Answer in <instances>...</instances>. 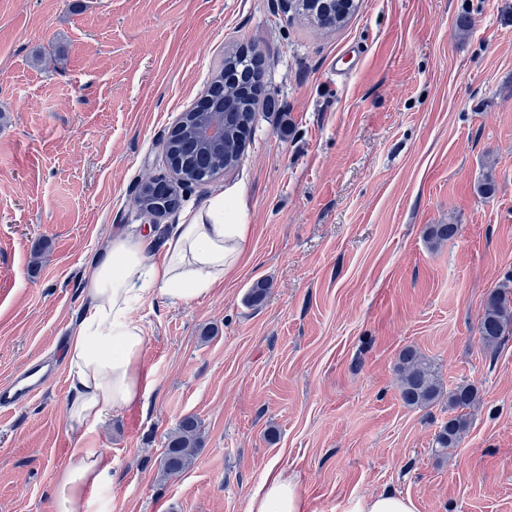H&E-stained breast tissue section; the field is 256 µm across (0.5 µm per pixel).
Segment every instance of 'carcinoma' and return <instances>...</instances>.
Returning a JSON list of instances; mask_svg holds the SVG:
<instances>
[{"instance_id": "cac0c4a2", "label": "carcinoma", "mask_w": 512, "mask_h": 512, "mask_svg": "<svg viewBox=\"0 0 512 512\" xmlns=\"http://www.w3.org/2000/svg\"><path fill=\"white\" fill-rule=\"evenodd\" d=\"M319 0H300L298 14L308 19L318 16L320 26L335 28L348 11L351 0H334L330 4L316 6ZM241 65L238 55L224 57V65L212 77L210 87L215 89L212 107L198 111L189 120L175 143V150L181 159L183 174L192 179L201 173L215 178L225 170L235 167L238 153L242 152L245 140L240 138L241 126L254 121L255 100L244 93H225L224 74L233 73ZM234 113L224 128V148L204 155L194 140V129L204 121V114L218 112L222 108ZM459 233L457 224H434L430 226L428 238L438 244L454 239ZM479 334L485 347L496 349L512 335V272L490 292L479 324ZM400 397L404 404L427 406L443 397H448V407L456 414L435 435V453L454 448L467 428L465 410L480 400L479 387L474 383H463L446 392L433 362L414 348H406L399 355ZM201 446V432L198 419L193 415L183 417L176 429L167 437L161 470L166 474H178L188 469L195 461Z\"/></svg>"}]
</instances>
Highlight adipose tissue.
I'll list each match as a JSON object with an SVG mask.
<instances>
[{"instance_id":"adipose-tissue-1","label":"adipose tissue","mask_w":512,"mask_h":512,"mask_svg":"<svg viewBox=\"0 0 512 512\" xmlns=\"http://www.w3.org/2000/svg\"><path fill=\"white\" fill-rule=\"evenodd\" d=\"M245 203L220 193L170 228L159 247L123 232L92 261L85 309L67 341L69 429L93 433L110 412L140 404L146 386V338L135 305L156 299L185 303L206 295L233 273L248 245ZM52 489L53 512H90L93 493L112 480L103 449L74 448ZM247 512H307L285 468L270 464L248 498Z\"/></svg>"}]
</instances>
